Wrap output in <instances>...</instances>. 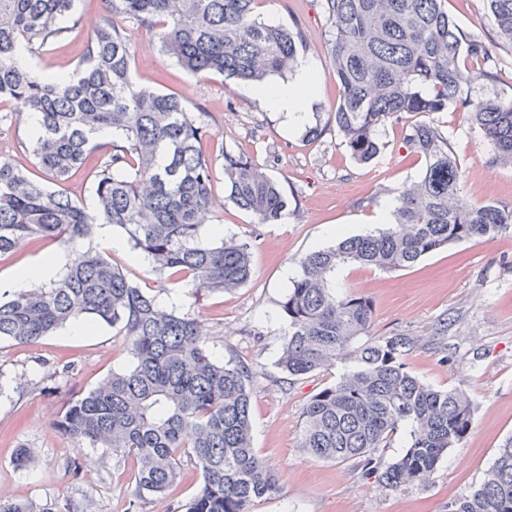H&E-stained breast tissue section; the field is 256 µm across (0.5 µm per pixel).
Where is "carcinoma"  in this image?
<instances>
[{"instance_id":"carcinoma-1","label":"carcinoma","mask_w":512,"mask_h":512,"mask_svg":"<svg viewBox=\"0 0 512 512\" xmlns=\"http://www.w3.org/2000/svg\"><path fill=\"white\" fill-rule=\"evenodd\" d=\"M75 0H0V100L22 103L37 118L29 147L52 190L29 169L0 158V258L33 241L70 247L55 280L0 299V341L31 345L68 323L104 322L129 345L131 368L114 372L69 403L60 431L134 463L133 507L163 496L184 459L203 484L186 512H251L277 490V479L252 443L248 370L218 360L200 321L161 307L92 246L96 226L127 234L153 272L186 279L204 292H231L252 277L249 245L200 236L211 208L210 138L200 113L176 95L132 78L135 63L126 23L152 32L160 51L190 72L212 71L264 83L292 69L307 44L299 24L274 25L259 0H105L106 14L70 73L42 74L18 62V49L62 38ZM496 42L466 34L445 0H324L327 53L342 94L334 122L359 165L384 148L381 128L419 114L404 143L425 162L420 177L396 196L394 218L365 235L339 240L299 258L298 274L279 302L287 338L277 366L299 378L350 360L333 386L314 394L302 413L301 447L313 459L357 464L387 491L431 480L450 448L464 442L473 402L463 392L435 389L403 356L412 336L369 338L372 302L336 292L347 264L383 271L413 267L450 245L512 233V208L477 203L462 192V170L448 134L434 122L454 106L493 146L492 161L512 166V100L472 96L478 69L497 79L496 50L512 53V0H485ZM89 210L63 184L103 148ZM229 196L257 224H276L288 198L266 168L241 153L222 152ZM410 427L404 453L386 462L379 449ZM452 512H512V436L498 448L479 486Z\"/></svg>"}]
</instances>
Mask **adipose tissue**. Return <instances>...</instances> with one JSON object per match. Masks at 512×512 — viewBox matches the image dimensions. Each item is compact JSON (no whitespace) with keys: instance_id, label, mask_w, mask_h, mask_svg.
Wrapping results in <instances>:
<instances>
[{"instance_id":"adipose-tissue-1","label":"adipose tissue","mask_w":512,"mask_h":512,"mask_svg":"<svg viewBox=\"0 0 512 512\" xmlns=\"http://www.w3.org/2000/svg\"><path fill=\"white\" fill-rule=\"evenodd\" d=\"M252 93L272 111L283 113L289 127L301 128L308 121L309 101L313 94L312 66L307 61H298L291 82L256 86Z\"/></svg>"}]
</instances>
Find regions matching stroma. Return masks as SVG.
<instances>
[{"label": "stroma", "mask_w": 512, "mask_h": 512, "mask_svg": "<svg viewBox=\"0 0 512 512\" xmlns=\"http://www.w3.org/2000/svg\"><path fill=\"white\" fill-rule=\"evenodd\" d=\"M460 28L493 38L483 0H446ZM270 21L300 23L307 43L305 59L314 68L317 88L309 105V126L289 131L280 113L245 93V86L216 72L191 73L163 54L153 34L130 31L136 82L182 96L199 109L212 134L206 152L213 160V217L203 224V240L233 236L251 245L253 274L227 293L199 292L188 282L160 279L146 260H134L129 247L109 249L113 264L171 309L197 317L208 331V346L221 360L245 365L252 375L253 444L277 475L278 493L260 500L253 512H449L455 500L481 481L502 441L512 436V236L480 239L423 258L415 266L387 272L347 265L336 273L341 293L368 297L374 304L371 337L408 333L421 346L404 358L408 370L439 389L465 392L474 402L473 423L464 443L449 449L433 478L408 489L384 490L376 478L352 463L310 458L300 446L302 412L315 393L334 384L343 362L299 379L277 367L286 324L278 301L295 277L298 259L339 238L380 228L384 200L417 180L424 162L403 144L401 125H387L384 147L373 162L356 164L336 132L333 113L341 90L326 51L329 37L321 0H262ZM75 27L63 39L28 53L37 71H73L104 17L100 0H75ZM447 132L462 171V189L477 202L512 208V167L489 164L490 147L471 128L463 112L434 114ZM27 116L19 103H0V157L34 167L28 148ZM242 153L281 183L289 213L275 224H258L229 199L222 151ZM123 336L98 322L86 334L69 328L36 344L0 342V491L32 504L35 512H65L66 506L92 503L95 512H130L133 462L90 448L60 432L55 423L66 405L109 374L130 367ZM73 365L62 376L63 365ZM35 452L27 470L14 465L19 446ZM79 462L72 472L70 462ZM203 482L193 463L164 496L143 512H178Z\"/></svg>", "instance_id": "obj_1"}]
</instances>
